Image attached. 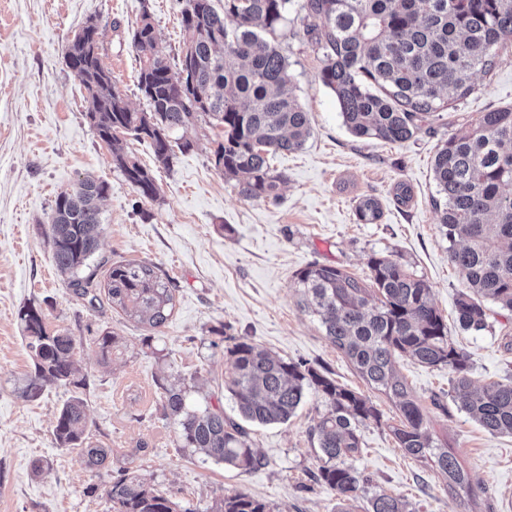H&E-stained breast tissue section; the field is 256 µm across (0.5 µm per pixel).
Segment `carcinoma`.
I'll return each instance as SVG.
<instances>
[{"label": "carcinoma", "mask_w": 512, "mask_h": 512, "mask_svg": "<svg viewBox=\"0 0 512 512\" xmlns=\"http://www.w3.org/2000/svg\"><path fill=\"white\" fill-rule=\"evenodd\" d=\"M290 0H185L181 10L184 46L179 76L158 47L154 21L143 10L131 42L139 63L137 88L148 104L129 106L112 81L102 47L74 46L75 75L87 92V117L97 137L112 146V162L144 200H155L152 174L124 151L119 135L146 142L155 160L167 166L173 147L194 148L202 123L223 128L215 166L247 200L278 201L285 175L271 168L268 155L300 149L310 135V119L285 87L288 60L275 43ZM308 15L321 25L307 30L323 54L322 84L336 96L344 124L356 136L389 143L411 139L423 124L465 100L474 77L488 73L496 47L512 40V0H306ZM442 235L448 259L464 291L456 309L460 326L486 327L485 302L512 311V106L481 112L473 123L448 136L434 157ZM108 185L80 179L69 197H57L49 241L57 269L70 287L96 300L102 291L112 306L152 328L163 326L173 309V289L157 266L114 262L107 279L85 273L101 235L98 203ZM357 219L375 224L377 200L356 206ZM370 275L359 279L339 267L311 263L294 275L300 306L316 316L329 342L372 389L385 394L398 411L389 427L398 447L415 459H428L448 480V490L469 484L457 457L434 440L422 406L395 368L408 356L426 367H446L457 407L491 434L512 436V382L476 387L466 354L448 338V325L434 306L428 281L389 255L367 259ZM24 341L33 359L21 395L36 399L49 382L83 385L75 367V340L65 330L50 332L42 315L25 306L19 312ZM117 336L103 331L96 344L103 359ZM224 390L242 422L284 424L313 392L324 411L314 426L324 465L319 480L336 494L337 512H351L368 495L366 512H414L399 496L368 492L371 480L356 468L360 426L380 418L365 396L336 384L313 368L301 369L236 340L227 348ZM165 408L179 428L184 448L203 451L239 470L263 465L242 422L224 411L187 407L182 390L161 386ZM86 404L75 397L59 412L54 436L62 447H79L88 466L106 463L107 448L86 443ZM117 512H174L166 494L124 472L105 491ZM218 512H270L241 492L224 496Z\"/></svg>", "instance_id": "1"}]
</instances>
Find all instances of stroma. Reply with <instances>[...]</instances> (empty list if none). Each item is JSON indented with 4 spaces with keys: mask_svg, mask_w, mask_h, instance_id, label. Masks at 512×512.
I'll list each match as a JSON object with an SVG mask.
<instances>
[{
    "mask_svg": "<svg viewBox=\"0 0 512 512\" xmlns=\"http://www.w3.org/2000/svg\"><path fill=\"white\" fill-rule=\"evenodd\" d=\"M182 7L181 0H0V512H113L104 487L122 471L165 492L177 512H216L235 492L271 512H336L335 494L316 479L322 461L313 427L323 406L315 395L287 423L251 426L259 468H229L181 447L162 388L172 385L191 403L231 410L224 349L234 338L371 399L380 419L361 426L355 465L374 490L406 498L415 512H512V437L488 433L453 404L447 369L396 360L435 439L447 443L468 474L469 490L458 493L447 490L431 462L398 448L389 430L398 421L394 404L355 373L318 320L300 308L293 287L295 272L312 262L363 279L370 254L392 256L431 285L475 384L512 382V311L490 302L485 330L460 327L456 299L463 285L432 205L438 147L479 113L512 106V44L496 48L494 67L476 76L473 94L407 142L367 140L347 129L334 93L322 85L323 56L307 34L316 20L301 0H291L276 41L311 135L302 149L269 157L287 178L281 199L240 197L214 165L223 132L204 123L195 148L168 167L148 144L125 137L127 151L160 189L157 200L146 201L92 128L85 91L66 67L64 50L95 19L113 81L131 108L144 110L131 29L150 12L162 55L176 65ZM87 175L109 185L91 268L101 281L115 262L157 265L174 294L159 328L126 316L103 296L89 305L57 270L48 239L54 202ZM401 181L413 188L405 206L394 198ZM365 197L381 205L377 223L356 218ZM27 305L41 310L48 329L74 337L83 387L50 383L37 399L20 396L33 369L19 319ZM105 330L118 338L106 360L94 342ZM75 396L87 406L89 441L112 450L98 471L86 468L80 449L60 447L53 435L60 409Z\"/></svg>",
    "mask_w": 512,
    "mask_h": 512,
    "instance_id": "obj_1",
    "label": "stroma"
}]
</instances>
